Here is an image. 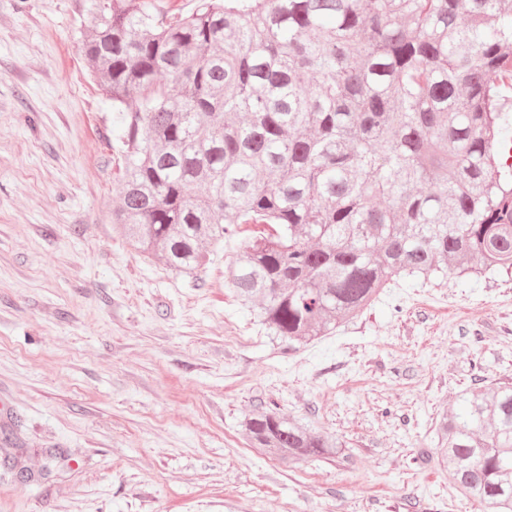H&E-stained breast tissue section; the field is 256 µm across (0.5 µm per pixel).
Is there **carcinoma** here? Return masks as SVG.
I'll return each mask as SVG.
<instances>
[{"label": "carcinoma", "mask_w": 512, "mask_h": 512, "mask_svg": "<svg viewBox=\"0 0 512 512\" xmlns=\"http://www.w3.org/2000/svg\"><path fill=\"white\" fill-rule=\"evenodd\" d=\"M82 50L123 115L112 223L195 276L251 229L228 282L273 336H325L406 278L512 268V0H86ZM253 447L294 465L340 439L277 411ZM478 512H512V383L431 438Z\"/></svg>", "instance_id": "obj_1"}]
</instances>
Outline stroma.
Instances as JSON below:
<instances>
[{"instance_id": "1", "label": "stroma", "mask_w": 512, "mask_h": 512, "mask_svg": "<svg viewBox=\"0 0 512 512\" xmlns=\"http://www.w3.org/2000/svg\"><path fill=\"white\" fill-rule=\"evenodd\" d=\"M85 0H0V512H475L436 418L512 382V272L399 282L289 350L227 282L135 252L111 222L120 116L81 50ZM344 440L296 465L245 416Z\"/></svg>"}]
</instances>
